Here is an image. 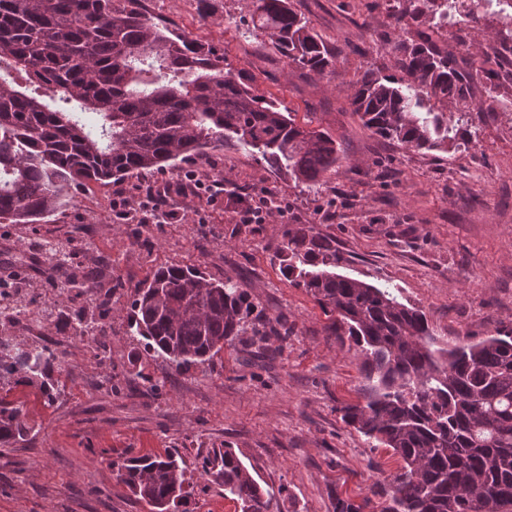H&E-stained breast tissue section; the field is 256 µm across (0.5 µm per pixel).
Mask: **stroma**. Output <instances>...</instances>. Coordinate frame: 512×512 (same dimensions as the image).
Masks as SVG:
<instances>
[{
    "label": "stroma",
    "mask_w": 512,
    "mask_h": 512,
    "mask_svg": "<svg viewBox=\"0 0 512 512\" xmlns=\"http://www.w3.org/2000/svg\"><path fill=\"white\" fill-rule=\"evenodd\" d=\"M250 0H152L151 16L176 32L212 44L240 79L274 95L297 122L327 130L346 161L321 191L269 170L258 154L230 144L172 169L70 190L73 206L39 224L0 223V281L26 297L41 324L0 322V341L48 347L60 358L48 378L0 379V394L23 405L30 432L0 447V512H150L122 483L112 461L175 452L194 491L183 512H239L204 460L232 449L254 479L275 489L270 512H334L351 497L380 512L399 473L391 449L344 420L367 381L355 349L328 330L330 316L287 279L276 256L288 232L310 230L335 246L340 273L392 288L422 310L442 341L475 342L512 328V29L500 10L482 8L448 39L461 66L482 67L497 54L494 96L470 83L451 124L476 133L468 151L408 150L372 134L345 87L366 68L396 74L389 45L413 34L394 22L387 0H294L336 57L334 76L289 67L250 24ZM220 171L237 197L266 189L288 203L281 224H239L234 199L215 191L191 201L169 191L190 171ZM177 211L165 224L121 219L106 201L143 189ZM65 240L73 261L53 268L44 242ZM192 265L243 284L261 320L281 318L262 346L243 334L203 365L175 367L131 335L127 315L138 287L156 269ZM93 272L83 294L64 288L72 273ZM107 328L103 344L76 336L74 312Z\"/></svg>",
    "instance_id": "obj_1"
}]
</instances>
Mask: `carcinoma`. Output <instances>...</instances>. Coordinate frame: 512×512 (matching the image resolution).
Returning <instances> with one entry per match:
<instances>
[{"instance_id":"1","label":"carcinoma","mask_w":512,"mask_h":512,"mask_svg":"<svg viewBox=\"0 0 512 512\" xmlns=\"http://www.w3.org/2000/svg\"><path fill=\"white\" fill-rule=\"evenodd\" d=\"M396 22L425 29L390 45L401 82L367 69L349 88L367 130L406 149L467 150L474 133L448 124V104L473 73L438 43L448 0H397ZM252 28L288 61L335 74V58L293 0H252ZM247 145L272 169L317 190L340 166V143L298 124L224 65L209 43L156 22L136 0H0V223L37 224L72 204L68 190L173 167L177 160ZM283 273L310 293L342 341H353L368 381L346 421L403 462L381 512H512V332L443 348L423 313L392 289L336 272L330 243L298 228L277 249ZM53 266L63 243L45 246ZM247 290L192 267L154 271L131 303L130 331L178 367L233 343L253 311ZM100 343L105 326L74 315ZM49 349L0 350V378L46 374ZM22 405L0 397V444L25 439ZM154 512H178L191 495L173 455L112 461ZM204 470L240 512H269L263 489L232 450Z\"/></svg>"}]
</instances>
